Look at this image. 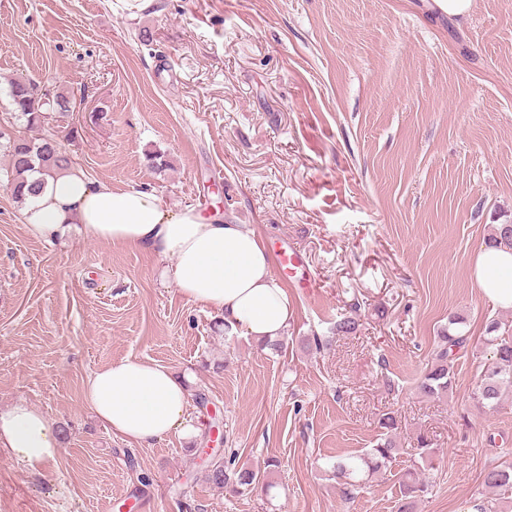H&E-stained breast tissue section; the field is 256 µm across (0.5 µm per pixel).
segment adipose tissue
I'll use <instances>...</instances> for the list:
<instances>
[{
	"instance_id": "adipose-tissue-1",
	"label": "adipose tissue",
	"mask_w": 512,
	"mask_h": 512,
	"mask_svg": "<svg viewBox=\"0 0 512 512\" xmlns=\"http://www.w3.org/2000/svg\"><path fill=\"white\" fill-rule=\"evenodd\" d=\"M26 228L47 241L72 229L98 243L123 244L167 262L162 275L189 302L213 308L231 331L256 342L283 336L292 316L286 290L270 256L245 224L209 220L196 209L168 210L144 189L117 191L73 169L48 181L24 211ZM472 276L482 295L512 308V250L481 246ZM83 399L113 433L148 446L173 432L194 428L186 414L184 378L147 361L126 360L97 370ZM62 434L54 421L27 402L0 407V447L28 472L41 473L54 461Z\"/></svg>"
}]
</instances>
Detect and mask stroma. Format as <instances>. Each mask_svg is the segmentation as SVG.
<instances>
[{"instance_id": "35a3bbf8", "label": "stroma", "mask_w": 512, "mask_h": 512, "mask_svg": "<svg viewBox=\"0 0 512 512\" xmlns=\"http://www.w3.org/2000/svg\"><path fill=\"white\" fill-rule=\"evenodd\" d=\"M429 2L0 0V113L22 74L66 93L56 126L86 177L250 225L316 281L289 288L273 352L188 302L155 255L29 232L0 153V405L63 433L39 474L0 449V512H396L420 435L437 456L417 512L492 497L512 392L492 410L472 393L486 327L512 334V309L482 296L471 259L512 222V0H473L463 19ZM457 314L469 342L448 395L426 396ZM344 317L358 326L341 336ZM133 358L188 377L193 437L142 447L94 419L87 379ZM387 413L397 460L346 499L324 465L372 447ZM271 457L270 495L208 478Z\"/></svg>"}]
</instances>
